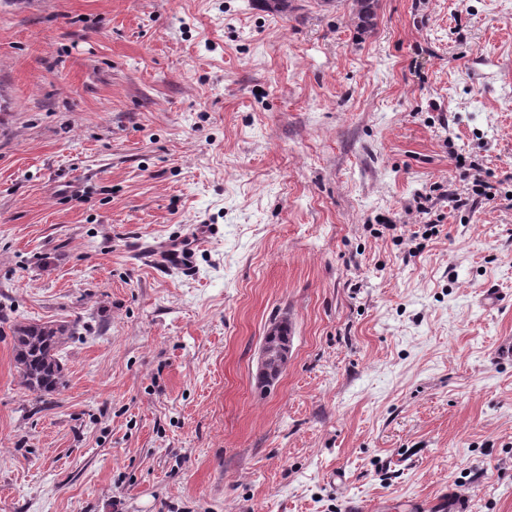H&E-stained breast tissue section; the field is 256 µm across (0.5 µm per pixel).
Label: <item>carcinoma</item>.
<instances>
[{"label":"carcinoma","mask_w":512,"mask_h":512,"mask_svg":"<svg viewBox=\"0 0 512 512\" xmlns=\"http://www.w3.org/2000/svg\"><path fill=\"white\" fill-rule=\"evenodd\" d=\"M364 26H374L375 4L372 0H351ZM75 327L65 323H19L13 329V353L20 382L36 394L53 393L63 384L64 365L61 347Z\"/></svg>","instance_id":"carcinoma-1"}]
</instances>
